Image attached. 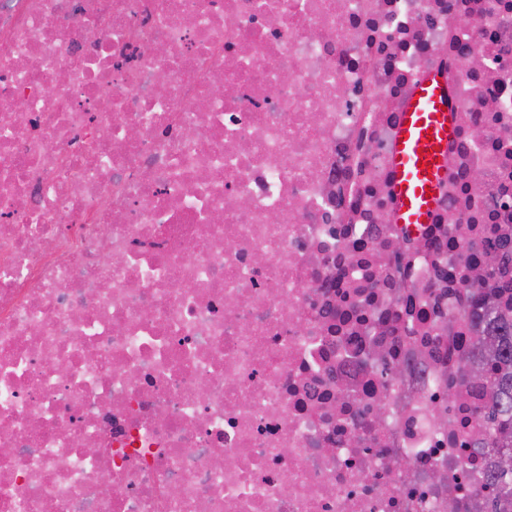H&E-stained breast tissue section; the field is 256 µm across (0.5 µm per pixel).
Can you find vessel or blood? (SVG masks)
I'll return each mask as SVG.
<instances>
[{
  "mask_svg": "<svg viewBox=\"0 0 512 512\" xmlns=\"http://www.w3.org/2000/svg\"><path fill=\"white\" fill-rule=\"evenodd\" d=\"M453 101L438 79H422L407 99L395 140L392 173L397 221L416 232L429 222L443 177V151L454 136Z\"/></svg>",
  "mask_w": 512,
  "mask_h": 512,
  "instance_id": "obj_1",
  "label": "vessel or blood"
}]
</instances>
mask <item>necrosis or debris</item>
<instances>
[{
	"instance_id": "1",
	"label": "necrosis or debris",
	"mask_w": 512,
	"mask_h": 512,
	"mask_svg": "<svg viewBox=\"0 0 512 512\" xmlns=\"http://www.w3.org/2000/svg\"><path fill=\"white\" fill-rule=\"evenodd\" d=\"M505 238L512 0H0V512H512L465 287ZM452 108L448 87L433 77L422 79L404 105L395 140L392 173L397 221L411 232H418L423 224H428L436 202L443 177V153L454 136Z\"/></svg>"
}]
</instances>
